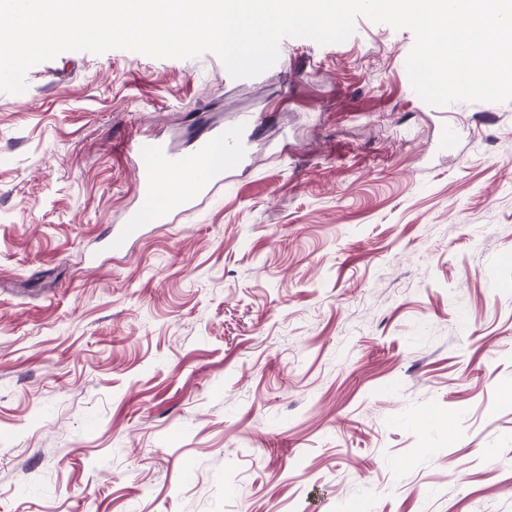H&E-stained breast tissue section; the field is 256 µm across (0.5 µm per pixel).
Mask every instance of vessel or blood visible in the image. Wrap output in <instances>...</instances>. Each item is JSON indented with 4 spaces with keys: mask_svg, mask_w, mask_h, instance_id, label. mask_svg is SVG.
Returning <instances> with one entry per match:
<instances>
[{
    "mask_svg": "<svg viewBox=\"0 0 512 512\" xmlns=\"http://www.w3.org/2000/svg\"><path fill=\"white\" fill-rule=\"evenodd\" d=\"M260 122L257 114L240 116L227 127H205L192 140L188 149L179 150L157 139L144 138L131 143L129 151L138 170L136 190L142 199L164 195L170 184L187 179L188 187L179 197L178 208H165L156 223H176L180 211L198 209L214 198L224 187V165L213 157L216 145H223L233 157L243 155L244 138ZM140 207L128 208L119 224L113 225L105 241V249L115 256L128 257L132 246L142 236L144 224Z\"/></svg>",
    "mask_w": 512,
    "mask_h": 512,
    "instance_id": "obj_1",
    "label": "vessel or blood"
}]
</instances>
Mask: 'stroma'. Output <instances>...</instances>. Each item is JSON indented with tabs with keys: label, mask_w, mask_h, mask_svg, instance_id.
I'll return each instance as SVG.
<instances>
[{
	"label": "stroma",
	"mask_w": 512,
	"mask_h": 512,
	"mask_svg": "<svg viewBox=\"0 0 512 512\" xmlns=\"http://www.w3.org/2000/svg\"><path fill=\"white\" fill-rule=\"evenodd\" d=\"M283 44L0 91V512H512V101L447 105L443 154L410 30ZM240 112L223 191L102 254L129 143Z\"/></svg>",
	"instance_id": "stroma-1"
}]
</instances>
